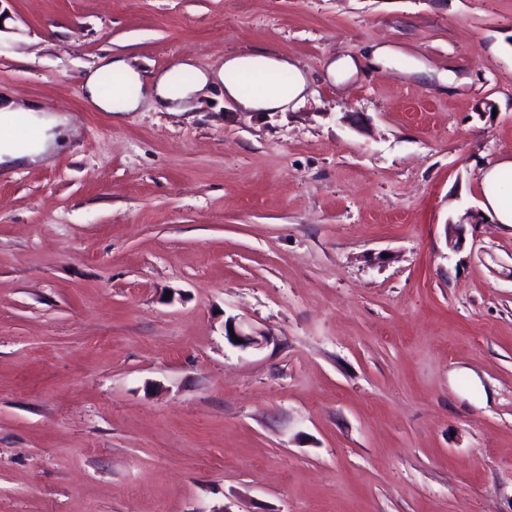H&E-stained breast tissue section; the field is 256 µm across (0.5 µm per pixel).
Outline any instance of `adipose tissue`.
Here are the masks:
<instances>
[{
	"mask_svg": "<svg viewBox=\"0 0 512 512\" xmlns=\"http://www.w3.org/2000/svg\"><path fill=\"white\" fill-rule=\"evenodd\" d=\"M288 71L287 85L275 83V76ZM229 79L224 83L225 96L235 100L247 112H283L305 99L308 82L303 72L289 60L264 53L231 54L225 57L221 68ZM120 77L122 94L107 96L101 92L104 74ZM256 81L251 93H243L241 79ZM210 77L207 72H196L188 85L174 84L170 72L143 79L124 57L114 55L102 59L97 69L87 75L83 92L87 101L96 109L107 113L135 111L145 95H152L162 104L179 107L183 100L203 91ZM25 119L24 135H17V119ZM67 116L52 114L37 115L15 107L7 99H0V164L8 166L29 165L47 160L53 146L55 127L66 124ZM512 173V157H506L487 167L481 174L480 189L482 205L493 214L497 223L512 225V194L507 193L503 177Z\"/></svg>",
	"mask_w": 512,
	"mask_h": 512,
	"instance_id": "obj_1",
	"label": "adipose tissue"
}]
</instances>
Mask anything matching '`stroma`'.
I'll list each match as a JSON object with an SVG mask.
<instances>
[{"instance_id": "stroma-1", "label": "stroma", "mask_w": 512, "mask_h": 512, "mask_svg": "<svg viewBox=\"0 0 512 512\" xmlns=\"http://www.w3.org/2000/svg\"><path fill=\"white\" fill-rule=\"evenodd\" d=\"M253 49L306 99L83 96ZM0 95L77 117L0 175V512H512V226L445 238L512 155V0H0ZM99 67L89 73L83 83V92L87 101L100 112L122 113L135 111L145 95L152 94L168 110H175L183 100L203 91L210 80L208 72L193 68L189 62L179 64L180 69L195 71V77L189 85H175L171 73L161 72L150 80L143 79L141 73L132 67L124 57L114 55L100 60ZM106 73L117 74L127 92L112 96L101 93V79ZM229 327L233 328L234 334L236 335L237 338L242 339L243 343H237L236 341H234V339L231 336ZM225 331H226V336H228L234 344H236L242 348L254 347V346L259 347V346H262L264 343H268V341H269L268 335H266L265 333L255 332L252 330L246 331L243 328L237 326L236 323L233 321V319L229 320L227 328H225Z\"/></svg>"}]
</instances>
